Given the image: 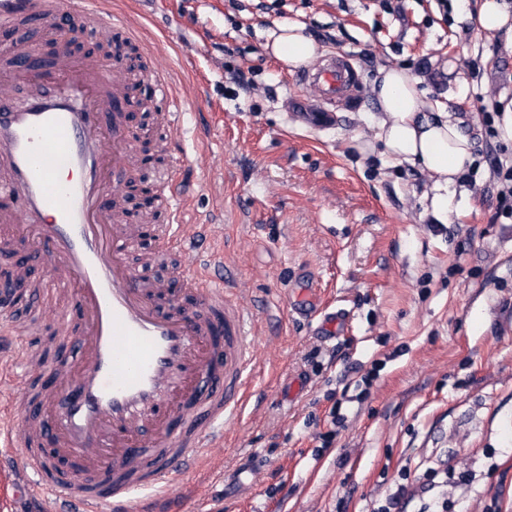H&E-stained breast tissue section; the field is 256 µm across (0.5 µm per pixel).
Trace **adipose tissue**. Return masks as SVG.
<instances>
[{
  "mask_svg": "<svg viewBox=\"0 0 512 512\" xmlns=\"http://www.w3.org/2000/svg\"><path fill=\"white\" fill-rule=\"evenodd\" d=\"M285 68L314 60L319 47L298 25H283L266 46ZM380 106L375 140L395 161L420 167L432 181L429 210L440 222L448 219V188L472 155V143L459 120L445 112L426 111L417 80L397 67H381L373 84Z\"/></svg>",
  "mask_w": 512,
  "mask_h": 512,
  "instance_id": "adipose-tissue-1",
  "label": "adipose tissue"
}]
</instances>
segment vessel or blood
<instances>
[{
    "mask_svg": "<svg viewBox=\"0 0 512 512\" xmlns=\"http://www.w3.org/2000/svg\"><path fill=\"white\" fill-rule=\"evenodd\" d=\"M62 0H0V250L29 244L16 266L28 281L41 266L43 283L71 303L78 323L75 356L45 360L25 339L36 324L16 318L0 296V355L18 374L0 382V443L21 449L0 459V499H50L54 512H152L145 490L167 491L172 480L200 465L219 444L224 424L238 417L254 371L253 319L224 284V257L212 255V274H179L194 302L161 309L166 281L143 284L120 248L151 212L130 219L122 185L141 167L126 128L130 102L120 64L103 66L71 47L59 29ZM101 30L137 40L121 16L106 17L93 0L80 9ZM38 19L49 54L20 46L12 34ZM168 109L158 121L179 130L183 102L162 69L147 76ZM316 91L308 124L328 129L336 109L356 101L360 73L351 55L331 53L300 74ZM157 204L169 221L153 224L159 255L190 254L210 225L181 219L186 198L175 174L162 180ZM50 379L26 392L28 374ZM57 451L73 471L91 474L76 484L54 477L47 461L24 448Z\"/></svg>",
    "mask_w": 512,
    "mask_h": 512,
    "instance_id": "obj_1",
    "label": "vessel or blood"
}]
</instances>
